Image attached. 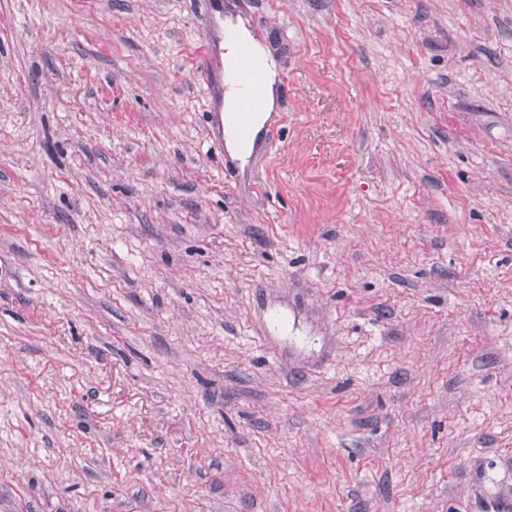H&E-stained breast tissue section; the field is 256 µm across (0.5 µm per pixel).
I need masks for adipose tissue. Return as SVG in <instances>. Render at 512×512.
I'll return each mask as SVG.
<instances>
[{"instance_id": "obj_1", "label": "adipose tissue", "mask_w": 512, "mask_h": 512, "mask_svg": "<svg viewBox=\"0 0 512 512\" xmlns=\"http://www.w3.org/2000/svg\"><path fill=\"white\" fill-rule=\"evenodd\" d=\"M230 36L224 42V109L233 111L246 89L237 78V60L240 47H248L264 71L265 93L254 116L253 132H260L277 104V71L265 48L254 41L243 23L230 24Z\"/></svg>"}]
</instances>
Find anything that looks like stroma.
Masks as SVG:
<instances>
[{"instance_id":"obj_1","label":"stroma","mask_w":512,"mask_h":512,"mask_svg":"<svg viewBox=\"0 0 512 512\" xmlns=\"http://www.w3.org/2000/svg\"><path fill=\"white\" fill-rule=\"evenodd\" d=\"M0 0V512L512 500V0ZM210 25L216 30L217 39L213 42H210L207 38L204 39L200 58L204 61L205 65L215 62L219 63L223 69L224 64V112H232L240 101L238 110L233 114H229L227 121L243 133H247L249 129L252 99L261 89L262 75L250 53L246 49H242L238 62L239 77L249 90L248 94L244 96L247 93V89L237 78L239 48L247 46L264 71L265 93L254 115L249 140L241 139L229 127L226 130L224 128V113L222 111L223 75L220 79L221 82L215 87L212 96L213 107L211 113H214V120L209 138L210 148L224 155L225 138L229 155L244 166L255 147L256 136L268 121L271 113L275 112L278 84L277 71L274 62L269 58L265 48L254 41L250 31L241 20L236 24L230 19L227 20L230 36L229 39H225L224 6L222 3H216Z\"/></svg>"}]
</instances>
